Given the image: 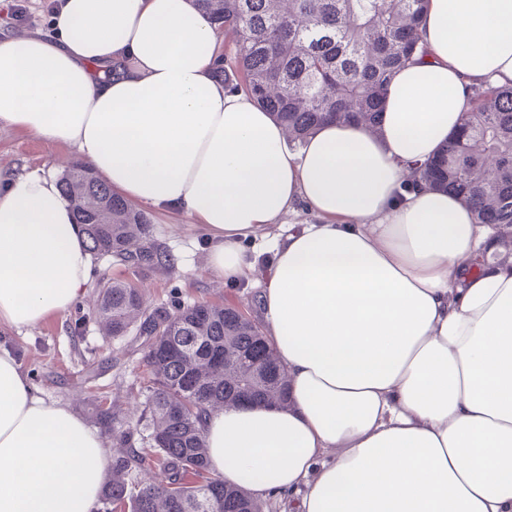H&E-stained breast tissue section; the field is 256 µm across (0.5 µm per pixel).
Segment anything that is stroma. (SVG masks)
Returning <instances> with one entry per match:
<instances>
[{
    "instance_id": "obj_1",
    "label": "stroma",
    "mask_w": 512,
    "mask_h": 512,
    "mask_svg": "<svg viewBox=\"0 0 512 512\" xmlns=\"http://www.w3.org/2000/svg\"><path fill=\"white\" fill-rule=\"evenodd\" d=\"M52 0H0L1 32H32L48 27ZM79 158L72 148L50 147L29 134L0 127V167H39L62 174ZM155 236L174 258L166 271L146 278L131 277L110 259L94 261L93 283L109 278L131 280L154 305L173 299L208 301L238 308L255 316L257 288L229 286L207 276L208 245L200 228L186 217L153 212ZM0 346L17 355L23 370L43 398L60 403L81 417L91 418V404L100 397L130 421H137L144 397L143 350L132 335L108 336L99 328L92 303L75 304L66 317L48 318L32 330H0Z\"/></svg>"
}]
</instances>
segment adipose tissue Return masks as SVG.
<instances>
[{"label": "adipose tissue", "mask_w": 512, "mask_h": 512, "mask_svg": "<svg viewBox=\"0 0 512 512\" xmlns=\"http://www.w3.org/2000/svg\"><path fill=\"white\" fill-rule=\"evenodd\" d=\"M421 30L378 132L328 123L295 151L215 77L220 40L192 0H56L46 31L0 36V127L192 218L209 272L258 285L289 403L208 412L203 435L216 478L298 512H512V256L411 178L475 88L512 87V0H428ZM266 237L263 262L246 244ZM90 263L56 177L0 171V327L64 317ZM110 468L0 347V512H92Z\"/></svg>", "instance_id": "1"}]
</instances>
